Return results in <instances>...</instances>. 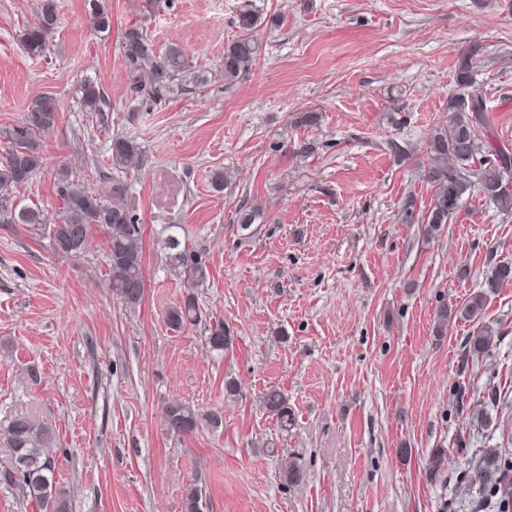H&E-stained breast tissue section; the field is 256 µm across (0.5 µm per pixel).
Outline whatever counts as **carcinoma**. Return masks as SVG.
<instances>
[{
	"label": "carcinoma",
	"instance_id": "obj_1",
	"mask_svg": "<svg viewBox=\"0 0 512 512\" xmlns=\"http://www.w3.org/2000/svg\"><path fill=\"white\" fill-rule=\"evenodd\" d=\"M57 19L56 0H41L38 22L25 28L20 36L27 55L36 58L46 55ZM89 23L96 33L110 29L111 14L106 0H90ZM260 23L261 17L251 10V4L243 5L238 15L241 34L224 46L219 70L224 81L232 83L251 71L261 50V43L254 35ZM120 53L128 72L130 93L143 105L159 104L190 85L207 82L180 46H170L162 52L140 26L125 31ZM472 71L473 54L465 53L457 64V91L448 95V125L434 130L427 140L429 162L423 179L433 190L422 220L427 235L448 223L463 197L475 189L498 211L512 214V188L506 181V176L512 173V150L500 142L482 139L481 132L487 128L489 118L483 95L472 89ZM79 103L81 111L102 125L108 123L111 106L96 81L84 80ZM60 114L61 106L56 98L39 96L30 102L17 124L0 133L9 144L7 154L0 158V223L35 227L50 224L54 251L71 257L85 253L94 230L103 231L112 291L125 307L135 309L141 305L146 288L143 231L126 202L122 185L112 186V196L104 197L90 191L82 179L62 164L55 173L58 211L50 215L38 207L19 209L14 205L16 191L44 170L43 138L58 126ZM109 152L112 168L119 172L139 171L145 165L142 147L131 135L113 136ZM160 245L168 251L170 263L183 278L185 295L166 313L168 326L180 330L205 317L198 301V289L205 287L209 279V261L205 249L184 244L173 234L167 235ZM509 282L512 283V263L502 262L486 278L484 288L495 292ZM483 308L482 292L458 309L440 304L434 315L435 335H447L452 321L459 317L480 320ZM206 332V344L211 352L222 353L232 344L230 331L224 328L222 320L209 322ZM493 338L492 328L479 326L467 338V353L476 358L484 356ZM262 403L280 429L288 430L292 417L286 394L276 388L269 389L263 393ZM203 419L212 426L222 423L220 413L212 411L203 415L180 402L167 404L162 412L165 429L177 436L196 431ZM53 440V429L33 409L22 410L0 425V483L15 491L23 507L31 505L38 512H68L67 501L57 492L54 464L48 452ZM446 464V451L436 450L428 459L429 478L440 476ZM510 468L512 461L491 453L484 458L475 480L494 492L501 491L504 471ZM282 477L286 483L297 485L304 481L306 474L291 459L283 466ZM184 503L185 512H202V491L196 487L187 489Z\"/></svg>",
	"mask_w": 512,
	"mask_h": 512
}]
</instances>
